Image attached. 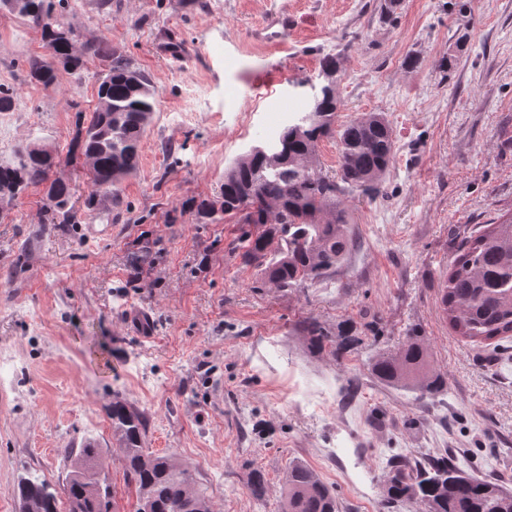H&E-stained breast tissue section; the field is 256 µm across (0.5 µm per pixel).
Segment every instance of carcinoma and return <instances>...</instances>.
Listing matches in <instances>:
<instances>
[{"instance_id": "1", "label": "carcinoma", "mask_w": 512, "mask_h": 512, "mask_svg": "<svg viewBox=\"0 0 512 512\" xmlns=\"http://www.w3.org/2000/svg\"><path fill=\"white\" fill-rule=\"evenodd\" d=\"M0 4L39 30L49 51L47 58L29 61L30 80L50 85L61 69L82 78L76 29L62 14L65 0H0ZM83 49L103 64L97 77L100 106L81 144L91 184L84 207L91 214H101L120 204L122 181L139 167L157 92L144 71L105 41H87ZM336 74V56H325L318 74L319 90L301 115L271 143L252 146L229 165L219 202H192L201 220L214 223L220 212L255 227L256 232L246 233L239 257L248 265L272 255L265 276L276 288H297L336 269L353 246L341 195L347 188L377 191L395 157L390 123L382 113L369 112L337 133L340 179L321 171L317 148L332 131L340 107ZM60 164L59 156L46 146L36 140L28 143L18 150L16 163L0 165V200L44 184V226L77 223L68 207L69 184L50 178ZM441 304L451 327L468 341L512 337V218L491 224L462 243L448 269ZM372 372L381 382L415 391L422 398L443 386L417 336L407 337L396 352L378 355ZM110 415L125 481L135 485L138 493L137 512H212L188 468L144 448L147 419L143 412L116 395ZM63 454L69 472L62 488L21 480L17 486L20 512H59L63 499L69 512H115L112 485L102 474L95 445L85 442L79 448L63 449ZM390 468L389 502L416 499L426 512H492L491 490L512 498L490 480L465 475L446 458L411 469L405 458L396 456L390 459ZM283 512H338L336 492L312 468L292 462L284 478Z\"/></svg>"}]
</instances>
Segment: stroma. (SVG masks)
Here are the masks:
<instances>
[{
	"mask_svg": "<svg viewBox=\"0 0 512 512\" xmlns=\"http://www.w3.org/2000/svg\"><path fill=\"white\" fill-rule=\"evenodd\" d=\"M383 2L70 0L82 40L131 58L159 106L111 213L46 230L43 187L0 202V357L13 365L0 384V512H19L21 479L61 486L62 449L88 441L117 512H136L116 393L145 413L146 448L188 467L212 512H281L293 462L335 488L339 512H423L386 501V461L400 453L452 458L512 493V341L467 342L440 305L462 239L512 217V0H401L387 17ZM47 53L0 9V86L14 94L0 164L34 139L75 153L56 175L79 207L90 183L78 143L102 64L83 55L80 87L65 72L30 81L29 60ZM327 54L337 124L383 113L396 156L378 194L344 196L354 246L336 270L277 288L240 262L247 225L203 223L189 203L215 199L229 163L299 115ZM133 307L150 314V337L126 329ZM309 320L330 345L312 342ZM411 332L445 380L423 399L371 370Z\"/></svg>",
	"mask_w": 512,
	"mask_h": 512,
	"instance_id": "35a3bbf8",
	"label": "stroma"
}]
</instances>
